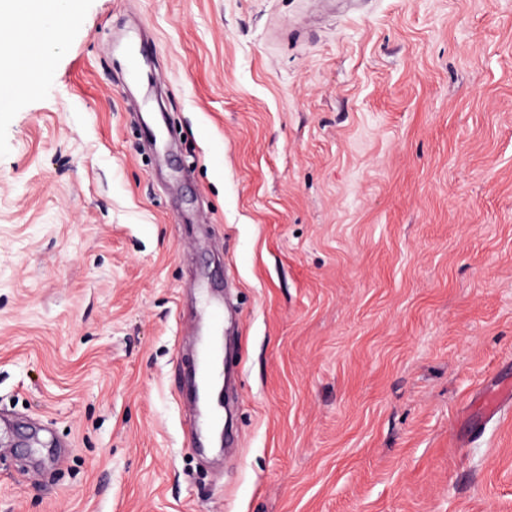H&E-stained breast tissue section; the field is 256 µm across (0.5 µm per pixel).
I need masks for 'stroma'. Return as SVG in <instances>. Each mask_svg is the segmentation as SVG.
Wrapping results in <instances>:
<instances>
[{
  "instance_id": "1",
  "label": "stroma",
  "mask_w": 512,
  "mask_h": 512,
  "mask_svg": "<svg viewBox=\"0 0 512 512\" xmlns=\"http://www.w3.org/2000/svg\"><path fill=\"white\" fill-rule=\"evenodd\" d=\"M56 25L0 106V512H512L479 401L512 385V0ZM205 332L233 428L200 448Z\"/></svg>"
}]
</instances>
